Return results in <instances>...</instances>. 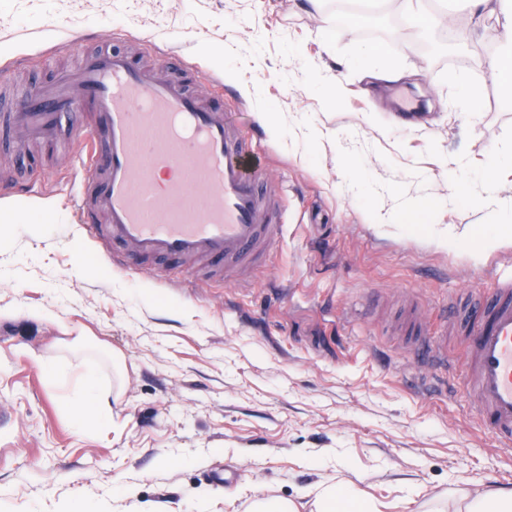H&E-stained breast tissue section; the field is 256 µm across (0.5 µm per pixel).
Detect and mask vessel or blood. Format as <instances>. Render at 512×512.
Returning <instances> with one entry per match:
<instances>
[{
    "label": "vessel or blood",
    "instance_id": "vessel-or-blood-1",
    "mask_svg": "<svg viewBox=\"0 0 512 512\" xmlns=\"http://www.w3.org/2000/svg\"><path fill=\"white\" fill-rule=\"evenodd\" d=\"M180 75L162 78L140 56L98 50L80 54L39 94L1 100L14 139L55 148L64 130L79 134L81 190L75 198L85 232L104 249L127 246L136 258L173 266L206 261L216 269L273 246L281 224L258 190L252 142L224 115L220 101L202 104L200 82L185 57ZM172 175L164 189L155 174ZM463 380L482 425L512 447V276L495 278L488 297L468 308ZM408 346L430 370L448 363L435 338Z\"/></svg>",
    "mask_w": 512,
    "mask_h": 512
}]
</instances>
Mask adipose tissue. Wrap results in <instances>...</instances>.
I'll list each match as a JSON object with an SVG mask.
<instances>
[{"label":"adipose tissue","mask_w":512,"mask_h":512,"mask_svg":"<svg viewBox=\"0 0 512 512\" xmlns=\"http://www.w3.org/2000/svg\"><path fill=\"white\" fill-rule=\"evenodd\" d=\"M472 25L482 38L493 41L497 48L495 80L512 98V0H466ZM75 422L91 415L105 417V399L98 386L95 367H87L80 386L67 401ZM315 512H380L378 506L363 497L351 484H324L309 488Z\"/></svg>","instance_id":"adipose-tissue-1"}]
</instances>
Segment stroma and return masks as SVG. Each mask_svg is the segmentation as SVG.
Returning <instances> with one entry per match:
<instances>
[{"mask_svg":"<svg viewBox=\"0 0 512 512\" xmlns=\"http://www.w3.org/2000/svg\"><path fill=\"white\" fill-rule=\"evenodd\" d=\"M447 10L468 33L464 0ZM152 38L220 78L197 90L255 139L282 236L236 280L115 264L78 222L71 153L38 154L56 209L0 237V512H247L255 496L311 512L305 490L330 481L381 512H453L464 492L512 488V451L462 373L443 392L397 353L413 311L463 360L443 312L512 274V234L450 235L512 222L497 205L512 162L488 172L512 146L494 44L429 51L392 11L325 25L305 0H0V67L38 68L20 93L74 48ZM370 45L399 80L357 64ZM87 363L110 406L79 429L64 404Z\"/></svg>","mask_w":512,"mask_h":512,"instance_id":"1","label":"stroma"}]
</instances>
